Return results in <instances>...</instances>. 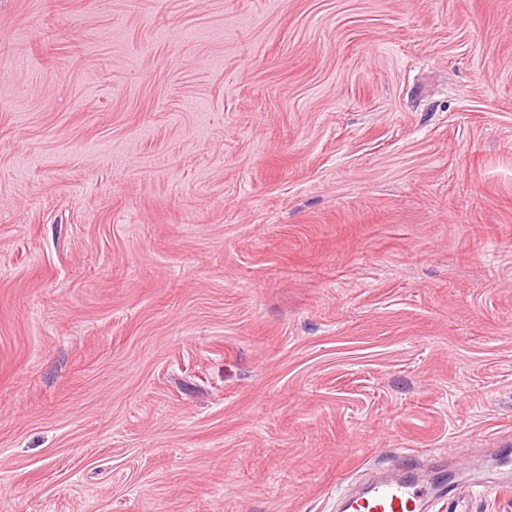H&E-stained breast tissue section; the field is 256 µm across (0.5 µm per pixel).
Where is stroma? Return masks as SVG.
I'll use <instances>...</instances> for the list:
<instances>
[{
	"label": "stroma",
	"mask_w": 512,
	"mask_h": 512,
	"mask_svg": "<svg viewBox=\"0 0 512 512\" xmlns=\"http://www.w3.org/2000/svg\"><path fill=\"white\" fill-rule=\"evenodd\" d=\"M507 432L512 0H0V512H512ZM444 464L425 468L417 460L373 476L359 490L344 491L340 512H467L469 488Z\"/></svg>",
	"instance_id": "stroma-1"
}]
</instances>
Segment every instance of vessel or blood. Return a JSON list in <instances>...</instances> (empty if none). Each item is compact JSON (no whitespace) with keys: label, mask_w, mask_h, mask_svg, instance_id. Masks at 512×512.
Returning <instances> with one entry per match:
<instances>
[{"label":"vessel or blood","mask_w":512,"mask_h":512,"mask_svg":"<svg viewBox=\"0 0 512 512\" xmlns=\"http://www.w3.org/2000/svg\"><path fill=\"white\" fill-rule=\"evenodd\" d=\"M468 486L446 465L426 468L418 460L373 476L359 490L344 491L339 512H463Z\"/></svg>","instance_id":"obj_1"}]
</instances>
